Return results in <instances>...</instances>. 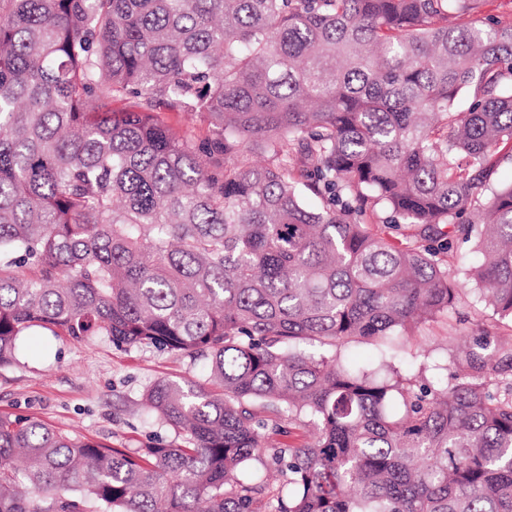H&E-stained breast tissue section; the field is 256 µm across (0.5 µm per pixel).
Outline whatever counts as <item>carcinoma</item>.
Returning a JSON list of instances; mask_svg holds the SVG:
<instances>
[{"label": "carcinoma", "instance_id": "1", "mask_svg": "<svg viewBox=\"0 0 512 512\" xmlns=\"http://www.w3.org/2000/svg\"><path fill=\"white\" fill-rule=\"evenodd\" d=\"M477 4L0 0V366L41 327L221 389L156 381L182 443L133 453L1 414L0 512H512V25ZM470 241L498 321L402 371Z\"/></svg>", "mask_w": 512, "mask_h": 512}]
</instances>
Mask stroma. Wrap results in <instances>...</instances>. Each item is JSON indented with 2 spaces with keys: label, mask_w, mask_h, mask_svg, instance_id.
I'll use <instances>...</instances> for the list:
<instances>
[{
  "label": "stroma",
  "mask_w": 512,
  "mask_h": 512,
  "mask_svg": "<svg viewBox=\"0 0 512 512\" xmlns=\"http://www.w3.org/2000/svg\"><path fill=\"white\" fill-rule=\"evenodd\" d=\"M477 256L471 244L454 249L450 274L466 294L451 318H439L403 340L402 370L428 360V377L446 378L448 337H469L494 321L471 279ZM209 362L154 347H116L109 337L75 340L36 329L22 338L19 360L0 366V414L31 417L127 452L149 443L174 444L172 428L149 413L142 395L156 380L207 381Z\"/></svg>",
  "instance_id": "35a3bbf8"
}]
</instances>
